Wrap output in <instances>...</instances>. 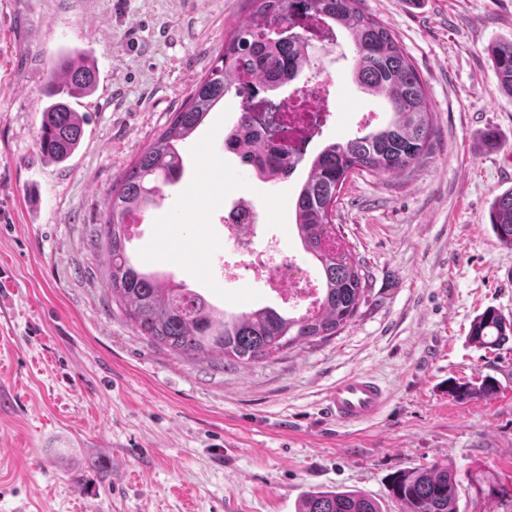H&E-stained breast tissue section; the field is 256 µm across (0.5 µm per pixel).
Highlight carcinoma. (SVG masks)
<instances>
[{"mask_svg": "<svg viewBox=\"0 0 512 512\" xmlns=\"http://www.w3.org/2000/svg\"><path fill=\"white\" fill-rule=\"evenodd\" d=\"M249 19L225 39L222 53L199 79L170 125L127 167L112 186L98 245L107 266L112 299L150 344L194 360L216 356L248 367L265 362L286 347L324 341L344 330L358 315L365 273L333 224L339 195L350 176L396 177L430 153L433 112L423 81L396 37L361 6V0H251ZM303 18H316L344 32L354 53L353 81L381 98L389 119L362 136L325 145L312 160L293 202V226L304 250L316 261L321 281L317 307L291 315L271 306L228 312L195 288L154 271L130 252L131 225L161 206L162 187L183 181L186 165L180 144L209 110L228 95L242 109L224 132V151L235 155L263 181L292 175L288 151L271 149L257 130L251 94L281 87L310 67L309 42L295 30ZM498 93L512 98V38L490 43ZM98 85L94 60L77 49L63 52L50 66L42 111L40 149L51 163L67 162L84 137V117L72 101L92 95ZM489 224L497 240L512 247V187L493 198ZM468 342L493 350L512 340V318L488 307L470 324ZM499 390L487 375L478 383L453 385L460 399L487 398ZM461 485L456 468L436 463L427 469L396 473L388 499L397 512H458ZM469 485L485 498L501 494L496 478L477 472ZM295 512H387L379 500L355 490H310Z\"/></svg>", "mask_w": 512, "mask_h": 512, "instance_id": "cac0c4a2", "label": "carcinoma"}]
</instances>
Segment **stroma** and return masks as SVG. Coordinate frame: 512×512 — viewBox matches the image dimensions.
Here are the masks:
<instances>
[{
	"mask_svg": "<svg viewBox=\"0 0 512 512\" xmlns=\"http://www.w3.org/2000/svg\"><path fill=\"white\" fill-rule=\"evenodd\" d=\"M418 70L434 113L431 154L409 176H354L335 222L367 275L357 318L337 336L244 367L150 344L105 286L93 245L108 194L210 69L248 0H0V512H295L303 492L386 500L391 474L438 462L498 477L508 493L461 485L458 512H512V342L467 341L487 307L512 318V247L488 220L512 187V99L496 93L487 45L512 37V0H363ZM98 68L79 150L48 162L43 88L61 50ZM349 42L316 45L299 85L327 84L322 142L363 134L383 103L351 81ZM241 110L228 96L184 144L187 173L133 239L153 268L236 311L265 305L249 255L217 213L249 200L312 265L290 203L316 155L287 180L259 179L224 150ZM185 217L191 240L171 221ZM237 262L231 282L219 259ZM377 377L376 422L340 427L323 399L337 381ZM493 375V398L459 401L449 380Z\"/></svg>",
	"mask_w": 512,
	"mask_h": 512,
	"instance_id": "35a3bbf8",
	"label": "stroma"
}]
</instances>
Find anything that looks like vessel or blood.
Wrapping results in <instances>:
<instances>
[{"instance_id": "obj_1", "label": "vessel or blood", "mask_w": 512, "mask_h": 512, "mask_svg": "<svg viewBox=\"0 0 512 512\" xmlns=\"http://www.w3.org/2000/svg\"><path fill=\"white\" fill-rule=\"evenodd\" d=\"M388 402L386 387L367 373H358L337 382L324 399L327 415L340 426L361 425L374 420Z\"/></svg>"}]
</instances>
